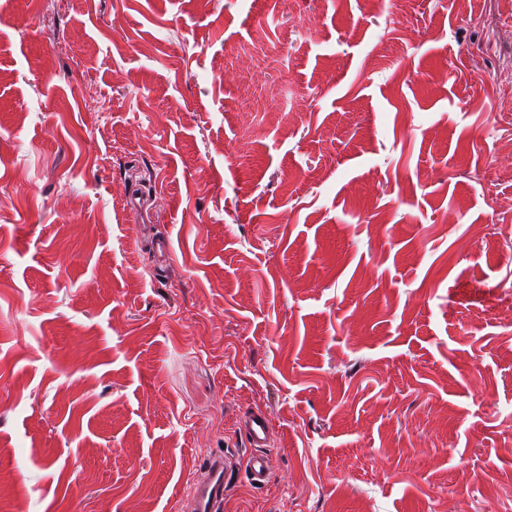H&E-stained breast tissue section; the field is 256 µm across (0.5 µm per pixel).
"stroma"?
Masks as SVG:
<instances>
[{
	"mask_svg": "<svg viewBox=\"0 0 512 512\" xmlns=\"http://www.w3.org/2000/svg\"><path fill=\"white\" fill-rule=\"evenodd\" d=\"M64 2L0 0V512H512V0ZM270 430V420L265 413L256 411L247 416L245 432L251 448H267L270 440ZM233 461L226 455L213 457L207 464L206 475L196 481L182 501V512H223L224 492L232 474Z\"/></svg>",
	"mask_w": 512,
	"mask_h": 512,
	"instance_id": "35a3bbf8",
	"label": "stroma"
}]
</instances>
